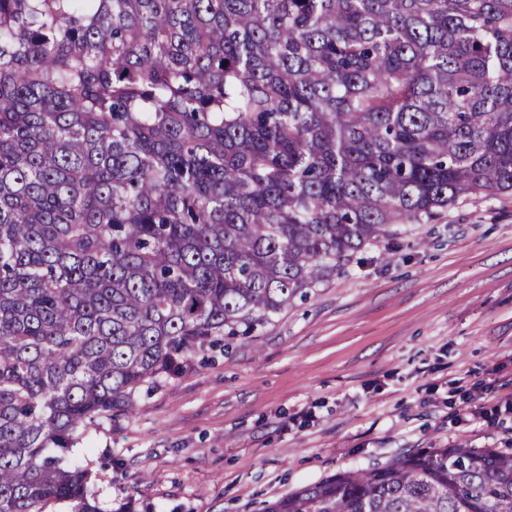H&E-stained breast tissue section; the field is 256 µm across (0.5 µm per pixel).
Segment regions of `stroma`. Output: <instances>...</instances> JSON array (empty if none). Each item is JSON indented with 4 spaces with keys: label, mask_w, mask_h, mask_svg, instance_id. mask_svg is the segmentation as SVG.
<instances>
[{
    "label": "stroma",
    "mask_w": 512,
    "mask_h": 512,
    "mask_svg": "<svg viewBox=\"0 0 512 512\" xmlns=\"http://www.w3.org/2000/svg\"><path fill=\"white\" fill-rule=\"evenodd\" d=\"M512 401V193L461 199L358 253L307 299L88 427L69 458L107 512H261L420 448H504L512 411L457 421L455 388Z\"/></svg>",
    "instance_id": "1"
}]
</instances>
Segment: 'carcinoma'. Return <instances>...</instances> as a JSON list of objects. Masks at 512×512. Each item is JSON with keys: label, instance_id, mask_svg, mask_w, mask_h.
Instances as JSON below:
<instances>
[{"label": "carcinoma", "instance_id": "carcinoma-1", "mask_svg": "<svg viewBox=\"0 0 512 512\" xmlns=\"http://www.w3.org/2000/svg\"><path fill=\"white\" fill-rule=\"evenodd\" d=\"M509 190L512 0H0V512H104L66 461L87 427ZM263 512H512V448Z\"/></svg>", "mask_w": 512, "mask_h": 512}]
</instances>
